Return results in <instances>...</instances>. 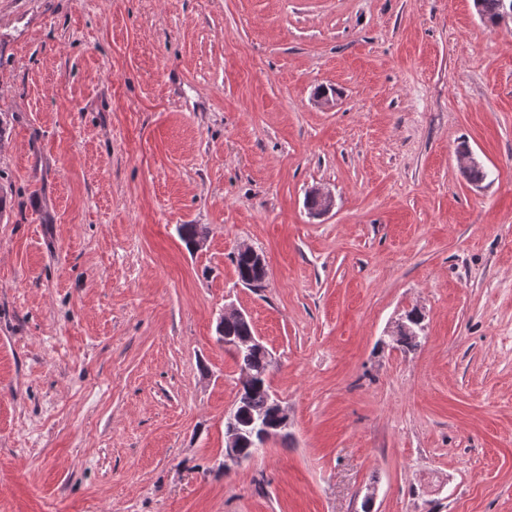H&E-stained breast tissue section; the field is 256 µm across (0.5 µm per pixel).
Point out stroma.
Instances as JSON below:
<instances>
[{
	"instance_id": "1",
	"label": "stroma",
	"mask_w": 512,
	"mask_h": 512,
	"mask_svg": "<svg viewBox=\"0 0 512 512\" xmlns=\"http://www.w3.org/2000/svg\"><path fill=\"white\" fill-rule=\"evenodd\" d=\"M1 112L0 512H512L511 21L0 0ZM228 305L291 421L230 471ZM227 313H231V314H227ZM230 317H234V318H237V319H243V320H246L247 319V315L244 314L241 310L237 309V308H234V307H225L224 308V313L221 314L220 318H219V323L223 320H226V319H229ZM237 321V320H233V321H223L222 323V333H223V337H230L232 339H235V338H242V337H249L252 335V326L249 322V320L247 321Z\"/></svg>"
}]
</instances>
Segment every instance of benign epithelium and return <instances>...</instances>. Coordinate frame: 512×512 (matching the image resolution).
<instances>
[{
	"label": "benign epithelium",
	"mask_w": 512,
	"mask_h": 512,
	"mask_svg": "<svg viewBox=\"0 0 512 512\" xmlns=\"http://www.w3.org/2000/svg\"><path fill=\"white\" fill-rule=\"evenodd\" d=\"M272 405L277 409V417L279 424L270 426L266 422L260 420L255 423L252 431L247 432L240 428L239 412L242 403L235 402L233 406L224 415V470L231 468L247 461V457L241 452V447L248 441L258 448H266L269 444L282 432L286 431L290 424L288 408L282 404L278 396H273Z\"/></svg>",
	"instance_id": "1"
}]
</instances>
